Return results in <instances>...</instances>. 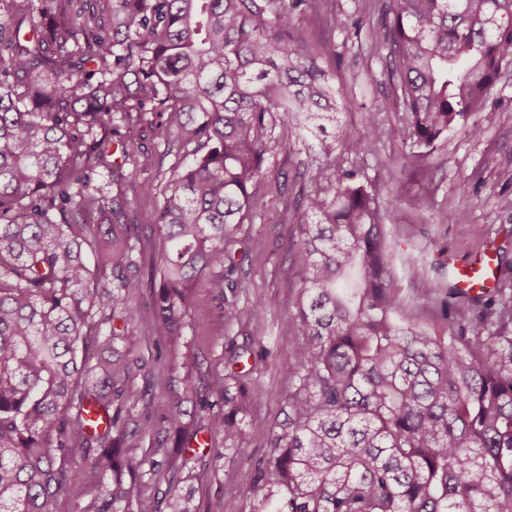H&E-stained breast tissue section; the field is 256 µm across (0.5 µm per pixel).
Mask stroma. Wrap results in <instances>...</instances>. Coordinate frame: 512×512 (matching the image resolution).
<instances>
[{
	"label": "stroma",
	"instance_id": "stroma-1",
	"mask_svg": "<svg viewBox=\"0 0 512 512\" xmlns=\"http://www.w3.org/2000/svg\"><path fill=\"white\" fill-rule=\"evenodd\" d=\"M357 3L322 0L314 21L302 33L309 43L336 46L342 123L360 131L372 115L388 131L367 158L338 153L333 159L357 169L360 181L379 191L394 288L405 305L423 319H432L434 302L422 294L424 283L432 280L439 290H447L449 261L466 264L495 245L505 251L496 280L512 293V66L489 94L492 121H485L480 112L469 117L481 125L480 135L470 136L458 127L431 147L413 145L390 87L385 49L375 46L367 33L349 34ZM327 160L317 149L296 143L293 151L277 156L287 192H279L272 182L261 183L260 213L240 231L247 250L239 272L243 286L234 300L247 310L246 320L228 323L225 301L200 279L189 290L187 327L178 349L161 344L148 331L141 332L135 343L117 345L128 367L125 398L131 433L124 446L136 462L161 459L170 451L164 417L181 386L183 357H196L203 370H221L230 353L239 352L237 371L249 373L261 392L245 419L236 452L223 454L224 442L219 438L195 451L198 464L207 465L209 472L207 481L192 484L197 512H242L238 492L250 482L254 464L269 452V431L280 421L291 389L278 364L300 341L298 328L285 326L294 311L299 283L292 259L297 235L284 202L298 199L301 188L309 186L310 175ZM153 207L152 200L138 199L131 215L139 225L143 254L141 286L129 302L145 318L151 315V268L160 249L152 227L144 221ZM447 213L453 215V222H443Z\"/></svg>",
	"mask_w": 512,
	"mask_h": 512
}]
</instances>
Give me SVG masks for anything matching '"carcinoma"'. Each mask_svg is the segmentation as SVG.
Returning <instances> with one entry per match:
<instances>
[{"label": "carcinoma", "mask_w": 512, "mask_h": 512, "mask_svg": "<svg viewBox=\"0 0 512 512\" xmlns=\"http://www.w3.org/2000/svg\"><path fill=\"white\" fill-rule=\"evenodd\" d=\"M316 0H0V512H51L73 479L112 474L86 512H161L123 480L125 368L113 323L182 338L188 289L239 287L230 245L258 213L256 187L279 179L288 130L325 157L372 153L388 131L338 122L336 58L300 23ZM354 21L391 58L408 136L431 146L512 65V0H371ZM170 115L177 160L150 170L144 145L121 143L146 178L97 185L115 168L110 131ZM282 136H275L276 129ZM162 241L154 313L141 288L137 197ZM300 295L286 325L302 342L279 363L292 382L269 453L241 492L244 512H512V296L446 292L427 282L446 335L393 288L384 214L358 171L316 169L288 204ZM480 307L462 319L468 305ZM166 421L173 447L199 429L184 403H224L207 431L231 450L260 393L235 372L193 377ZM110 424L90 429L89 406ZM167 512H195L174 484Z\"/></svg>", "instance_id": "1"}]
</instances>
